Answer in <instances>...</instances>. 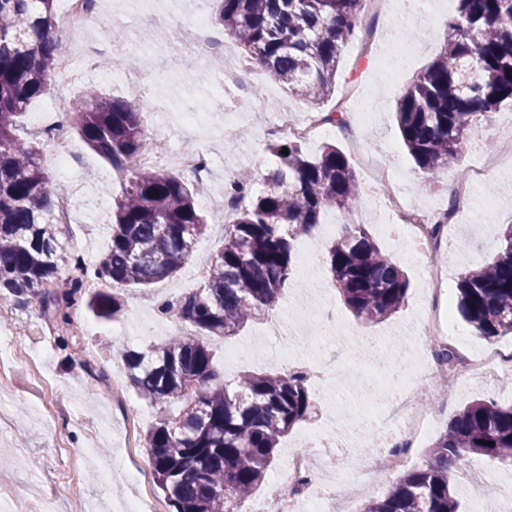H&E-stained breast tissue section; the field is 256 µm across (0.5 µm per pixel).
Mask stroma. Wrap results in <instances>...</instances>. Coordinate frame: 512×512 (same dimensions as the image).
<instances>
[{
  "mask_svg": "<svg viewBox=\"0 0 512 512\" xmlns=\"http://www.w3.org/2000/svg\"><path fill=\"white\" fill-rule=\"evenodd\" d=\"M456 6V0H437L429 28L413 29L411 35L403 37V45L412 50L413 56L397 80H389L384 69L361 60L350 47L343 53L336 76L337 92H344L348 84H361L368 96L378 98L379 110L371 119L357 117L352 135L332 136V144L346 154L358 173L363 167L358 163L354 143L389 148L398 174L406 178L403 191L407 199L419 206L447 204V186L456 182L457 175L448 171L431 188L420 187L414 163L402 144L395 110L409 82L441 52L448 19ZM224 45V66L241 72L242 82L228 86L223 98L208 103L205 124L183 125L173 112H159L154 117L155 123L168 130L164 151L189 149L206 154L212 177L204 190L215 198L221 197L225 180L244 167L250 168L256 184H263L267 169L265 128L282 109L300 115L311 109L303 99L289 96L282 87L269 82L261 67L245 66L233 39H225ZM228 104L239 108L230 119L224 116ZM511 124L512 106L507 104L491 124L472 137L461 157V170L471 171L481 154L495 150L503 128ZM232 130L244 131V138L231 141L228 133ZM67 148L79 160L77 171L66 177L59 170L51 172L54 182L78 192L76 219L67 225L66 237L79 242L96 262L108 245L106 220L121 192V181L112 167L77 136H70ZM379 194V189L367 186L362 204L352 215L329 210L322 217L326 224L350 220L365 225L375 243L398 262L409 278L402 307L368 327L370 334L385 341L379 351L367 352L348 336V328L356 326L357 321L327 270L324 256L329 241L322 238L313 242L306 236L299 243L313 245V266L295 272L265 316L247 324L237 335L213 341L217 362L230 380L246 371L295 366L308 369V386L316 411L281 440L268 475L287 479L290 448L299 445L304 432L318 430L320 443L307 451L317 475H334L344 492L361 477L373 484V491L354 495L358 508L381 497L402 478L404 471L424 466L429 448L464 405L480 397L503 404L512 402V381H497L494 371H485L452 388L446 408L434 421L429 435L414 448L413 458L404 470L384 473L371 469L375 439L356 437L359 383L385 370L388 356L398 351L409 350L408 363L416 370L426 367L429 360L410 328L417 307L424 302L423 269L406 257L409 241L399 231H386L378 224L370 203ZM459 210L461 219L448 238L445 255L449 271L446 290L452 301L457 298L461 275L493 257L502 226L512 223V163L474 186ZM206 215L211 229L197 242L185 268L173 278L155 282L149 291L127 288V309L118 320H98L81 302L74 305L73 324L67 329L51 325L34 304L21 307L12 303L0 313V328L17 336L23 348L44 354L34 363L10 352L0 354V365L9 371L12 380L10 388L0 391V512H12L5 494L20 488L33 498L58 493L59 512H68L73 506L84 512H123L124 503L142 496L167 507L168 502L153 479L139 485L127 476L132 461H149L145 447H130L127 423L135 421L138 433H145L157 417V407L140 399L126 383L121 386L124 405L114 407L103 386H91L80 356L93 349L97 352L95 366L119 369L122 360L99 351L100 341L115 337L139 350L177 334V323L158 317L155 304L158 299L172 298L200 285L198 273L224 234L219 208H207ZM454 471L488 482L487 498L465 497L464 512H489L492 497L512 484V467L495 461L468 456L456 463Z\"/></svg>",
  "mask_w": 512,
  "mask_h": 512,
  "instance_id": "35a3bbf8",
  "label": "stroma"
}]
</instances>
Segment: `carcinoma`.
I'll return each mask as SVG.
<instances>
[{
    "label": "carcinoma",
    "mask_w": 512,
    "mask_h": 512,
    "mask_svg": "<svg viewBox=\"0 0 512 512\" xmlns=\"http://www.w3.org/2000/svg\"><path fill=\"white\" fill-rule=\"evenodd\" d=\"M441 54L406 88L396 122L420 182L428 186L458 164L470 135L512 103V0H457ZM57 0H0V301H36L67 328L85 269L62 292L53 288L62 225L54 222L52 182L40 147L14 134L20 118L46 96L61 43ZM366 0H218L217 22L249 63L268 79L318 106L335 91L341 54L356 38ZM69 128L121 179L109 219V245L95 265L105 288L87 293L96 318L124 309L121 286L147 287L180 272L210 224L197 206L199 186L138 159L146 127L131 101L86 88L70 107ZM288 154H283V149ZM275 168L257 193L227 179L224 196L242 197L222 245L210 256L201 288L163 303L161 313L186 327L165 343L133 349L112 339L129 384L160 411L147 430L154 483L174 512H240L264 482L282 438L311 416L306 371L245 372L227 382L214 362L215 337L235 335L277 301L291 279L294 245L322 214L352 213L362 188L334 144L308 155L276 137L266 145ZM326 265L343 301L362 325L379 322L404 303L409 281L362 224L342 225ZM457 310L474 335L494 343L512 335V224L497 254L466 271ZM465 454L512 465V403L477 399L465 405L429 449V461L362 512H461L450 472Z\"/></svg>",
    "instance_id": "cac0c4a2"
}]
</instances>
